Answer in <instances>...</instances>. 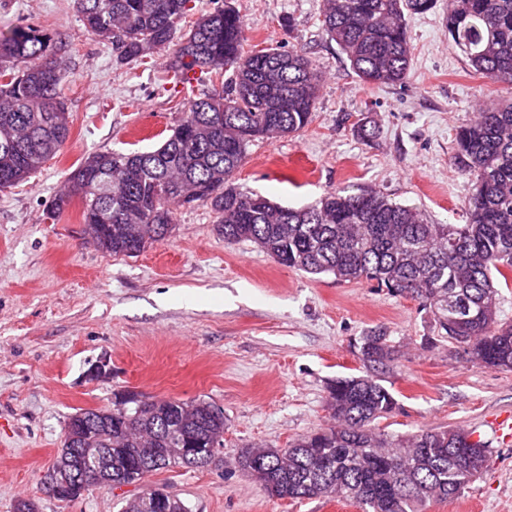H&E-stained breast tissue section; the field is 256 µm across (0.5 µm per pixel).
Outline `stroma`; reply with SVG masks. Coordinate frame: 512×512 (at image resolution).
<instances>
[{
  "mask_svg": "<svg viewBox=\"0 0 512 512\" xmlns=\"http://www.w3.org/2000/svg\"><path fill=\"white\" fill-rule=\"evenodd\" d=\"M235 5L246 49L306 48L322 75L312 123L253 142L235 184L294 208L333 190L373 189L430 223H465L473 183L450 163L455 130L491 101L512 99V85L485 94L483 78L448 40L446 0L407 15L410 75L379 87L363 84L323 34L322 0ZM27 25L65 48L62 94L73 125L60 156L0 190V512H16L23 499L37 512H120L151 487L177 495L191 512H359L331 498L269 496L235 460L252 445L284 448L329 426L330 385L366 375L396 400L377 429L401 436L462 427L487 445L483 476L424 512H456L464 502L474 512H512V436L496 428L512 415V371L471 363L417 300L364 281L314 277L274 263L253 243L225 242L203 203L179 210L175 231L135 257L87 240L78 203L53 212L67 175L90 153L155 149L192 92L220 94L224 82L176 90L169 47L151 66H116L111 44L86 31L73 0H0V32ZM365 117L376 125L370 139L356 132ZM378 327L395 350L379 368L362 356L365 336ZM102 358L111 376L89 379ZM127 390L222 408L221 462L58 501L47 478L69 417L111 406Z\"/></svg>",
  "mask_w": 512,
  "mask_h": 512,
  "instance_id": "1",
  "label": "stroma"
}]
</instances>
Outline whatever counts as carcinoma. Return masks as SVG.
Returning a JSON list of instances; mask_svg holds the SVG:
<instances>
[{
  "mask_svg": "<svg viewBox=\"0 0 512 512\" xmlns=\"http://www.w3.org/2000/svg\"><path fill=\"white\" fill-rule=\"evenodd\" d=\"M192 0H75L85 28L112 45L118 65L139 66L172 44L168 68L175 82L199 69L226 77L224 94L189 102L173 133L147 152L99 151L69 173L54 200L61 211L77 200L84 233L104 252L135 257L173 231L177 209L205 203L226 242H251L274 262L312 276L365 280L419 301L439 330L470 361L512 370V325L500 322L493 278L512 271V102L484 107L455 134L452 164L474 178L465 224H431L413 207L374 190L332 191L316 203L285 207L239 189L234 174L249 144L305 128L316 111L320 75L303 48L243 51L245 23L232 0L191 25ZM436 0H323L322 28L371 85L407 79L413 48L405 13H426ZM448 38L472 70L491 84L512 85V0H448ZM61 49L34 27L0 32V190L29 179L61 154L72 115L61 89ZM364 359L385 365L393 349L381 331L364 337ZM81 409L66 429L92 434L112 449V479L154 470L143 456L163 448L182 457L191 439L198 448L224 438V417L203 399L153 400L127 410ZM392 394L371 377L339 378L329 387L334 423L286 448L241 451L237 467L275 497H336L362 512H421L431 499H451L482 474L487 447L469 442L462 428L425 429L400 438L371 424L390 413ZM471 449L475 465L454 454ZM174 502L138 495L121 512H175Z\"/></svg>",
  "mask_w": 512,
  "mask_h": 512,
  "instance_id": "1",
  "label": "carcinoma"
}]
</instances>
